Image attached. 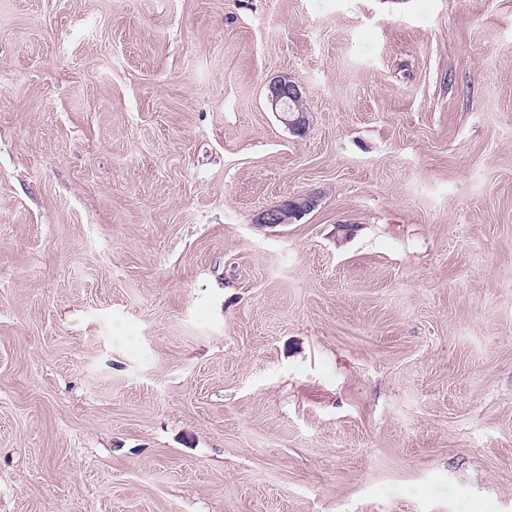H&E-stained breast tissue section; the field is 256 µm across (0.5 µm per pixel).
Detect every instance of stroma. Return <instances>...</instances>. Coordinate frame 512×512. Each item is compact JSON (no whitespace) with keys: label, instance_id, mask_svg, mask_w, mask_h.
<instances>
[{"label":"stroma","instance_id":"obj_1","mask_svg":"<svg viewBox=\"0 0 512 512\" xmlns=\"http://www.w3.org/2000/svg\"><path fill=\"white\" fill-rule=\"evenodd\" d=\"M0 512H512V0H0ZM268 101L275 112H280L282 122L297 135L306 132L307 112L302 107L303 97L299 86L283 78L269 85ZM313 201L310 198L296 197L283 201L267 209L262 215L263 224H278L286 217L296 218L304 211L310 209Z\"/></svg>","mask_w":512,"mask_h":512}]
</instances>
